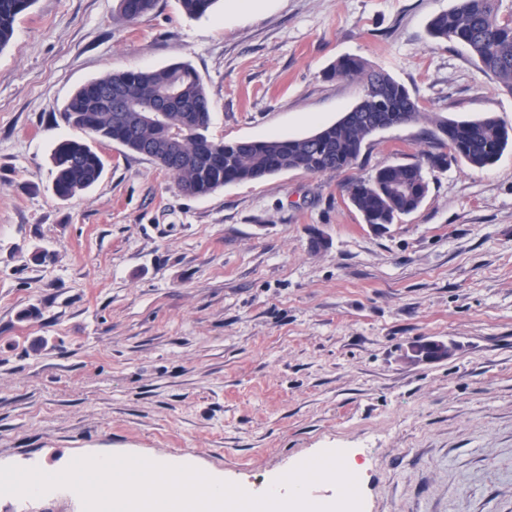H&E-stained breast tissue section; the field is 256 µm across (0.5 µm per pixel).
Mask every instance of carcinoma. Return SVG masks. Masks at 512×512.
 <instances>
[{
	"instance_id": "cac0c4a2",
	"label": "carcinoma",
	"mask_w": 512,
	"mask_h": 512,
	"mask_svg": "<svg viewBox=\"0 0 512 512\" xmlns=\"http://www.w3.org/2000/svg\"><path fill=\"white\" fill-rule=\"evenodd\" d=\"M217 0H180L189 17H202ZM34 0H0V50L10 42L18 15ZM155 0H119L122 19L134 24L153 9ZM437 41L459 42L467 47L478 67L496 84L512 94V19L500 14V0H455L452 8L428 23ZM330 78L354 77L362 88H371V110H354L349 118L318 129L319 136L268 141H214L213 149L197 151L200 136L209 129V99L200 77L186 64L153 70L108 73L81 86L64 108L66 122L101 140L119 141L137 154H154L161 167L176 179L186 195H205L227 183L251 181L282 171L309 174L335 172L350 166L361 154L365 139L376 126L389 127L417 120L422 108L417 98L388 73L364 61L343 57L328 74ZM175 89L180 101L171 106L163 123L143 125L133 112H120L123 104L141 108ZM446 131L449 152L429 153L430 166L446 170L462 160L482 168L502 153L509 143V130L494 116L474 120L435 121ZM53 191L63 200L93 186L101 177L102 158L86 143L62 140L51 157ZM428 191L423 164H386L370 179H357L346 186L353 206L373 227L384 228L396 216L416 210ZM453 355V348L438 340L419 339L408 346L412 362H440Z\"/></svg>"
}]
</instances>
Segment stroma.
Segmentation results:
<instances>
[{
  "instance_id": "1",
  "label": "stroma",
  "mask_w": 512,
  "mask_h": 512,
  "mask_svg": "<svg viewBox=\"0 0 512 512\" xmlns=\"http://www.w3.org/2000/svg\"><path fill=\"white\" fill-rule=\"evenodd\" d=\"M453 0H263L200 18L156 0H34L0 50V464L65 470L93 453L193 464L267 486L353 453L364 512H512V145L483 168L426 169L420 207L384 232L349 182L412 163L441 118L491 115L512 94L427 22ZM384 69L424 110L371 135L348 168L284 171L200 196L64 107L108 72L186 62L227 143L310 135ZM102 158L99 181L53 192L62 140ZM47 252L46 262L32 259ZM456 344L412 364L408 343ZM0 512H83L71 489ZM119 2L120 15L127 24L137 23L153 9L155 4V0H119Z\"/></svg>"
}]
</instances>
